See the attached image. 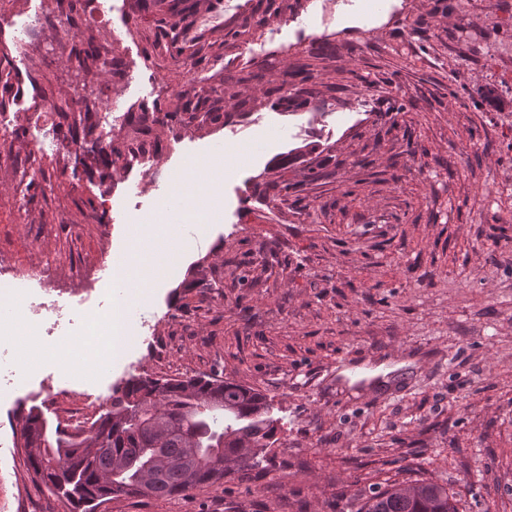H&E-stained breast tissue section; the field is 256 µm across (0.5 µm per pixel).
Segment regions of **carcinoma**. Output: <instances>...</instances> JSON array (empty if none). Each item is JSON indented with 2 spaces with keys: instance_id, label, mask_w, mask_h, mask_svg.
I'll return each instance as SVG.
<instances>
[{
  "instance_id": "1",
  "label": "carcinoma",
  "mask_w": 512,
  "mask_h": 512,
  "mask_svg": "<svg viewBox=\"0 0 512 512\" xmlns=\"http://www.w3.org/2000/svg\"><path fill=\"white\" fill-rule=\"evenodd\" d=\"M273 399L234 379L132 377L112 392L111 409L89 429L51 430L42 413L23 417L29 468L82 512L121 494L163 499L217 483L220 457L239 469L260 466L276 442ZM160 415L166 434L149 421ZM58 463L44 459L42 444ZM358 512H458L455 494L423 481L415 492L397 483L371 492Z\"/></svg>"
}]
</instances>
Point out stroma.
Segmentation results:
<instances>
[{"mask_svg": "<svg viewBox=\"0 0 512 512\" xmlns=\"http://www.w3.org/2000/svg\"><path fill=\"white\" fill-rule=\"evenodd\" d=\"M0 70V262L17 273L0 302L37 300L35 266L71 290L100 274L63 319L0 327V358L25 363L0 371V512H75L29 469L21 415L95 419L146 375L273 397V461L97 512H358L394 480L512 512V0H0ZM76 97L117 102L124 126L82 112L64 148L44 105ZM221 142L259 148L216 221L176 223L178 186ZM134 248L172 263L144 324L107 371L69 366L60 345ZM354 356L411 361L408 385L368 400L342 374Z\"/></svg>", "mask_w": 512, "mask_h": 512, "instance_id": "stroma-1", "label": "stroma"}]
</instances>
